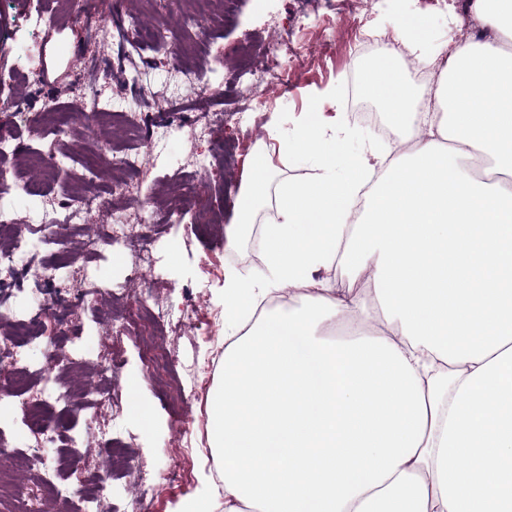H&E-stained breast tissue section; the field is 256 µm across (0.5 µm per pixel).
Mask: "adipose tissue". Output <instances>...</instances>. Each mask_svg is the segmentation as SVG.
I'll return each instance as SVG.
<instances>
[{"mask_svg": "<svg viewBox=\"0 0 512 512\" xmlns=\"http://www.w3.org/2000/svg\"><path fill=\"white\" fill-rule=\"evenodd\" d=\"M468 7L484 37L452 49L420 14L397 27L414 62L447 60L434 111L394 50L362 65L412 150L349 155L323 113L284 136L273 112L276 151L316 174L273 188L269 150L245 162L225 248L267 198L276 217L263 272L221 291L224 512H512V0ZM337 266L368 291L332 288Z\"/></svg>", "mask_w": 512, "mask_h": 512, "instance_id": "adipose-tissue-1", "label": "adipose tissue"}]
</instances>
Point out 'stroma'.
Returning <instances> with one entry per match:
<instances>
[{"instance_id":"1","label":"stroma","mask_w":512,"mask_h":512,"mask_svg":"<svg viewBox=\"0 0 512 512\" xmlns=\"http://www.w3.org/2000/svg\"><path fill=\"white\" fill-rule=\"evenodd\" d=\"M99 7L113 22L133 19L148 29L171 23L181 5L179 0H151L146 6L141 0H100ZM412 12L427 18L432 44L473 34L463 11L433 8L424 0H234L223 23L206 31L199 50L210 61L207 85L219 90V97L175 102L166 96L173 74L170 57L153 52L127 57L122 43L109 34L93 43L85 41L84 19L75 0H0V99L10 97L19 105L18 111L0 112V127L14 131L11 147L22 163L21 170H8V179L45 177L49 195L60 199L106 192L111 172L90 164L98 139L111 140L116 155L134 146L132 140L115 134L108 120L100 122L97 136H89L87 116L75 113H69L67 130L57 141L36 143L21 115L39 113L40 124L50 125L51 115L41 107L43 98L54 94V78H80L100 88L102 109L121 112L137 107L143 136L157 142L144 167L131 174L137 197L114 202L152 245L154 263L139 280L128 277L138 257L122 242L84 254L83 243L98 235V226L51 222L44 199L22 188L0 197V209L31 224L28 253L35 262L58 263L56 289L94 285L100 290L72 317H49L43 336L25 349L26 362L36 371L27 397L64 415L66 437L81 452L80 474L59 469L58 486H95L98 512H124L127 501L136 496L146 499L149 512H179L186 500L200 494L209 474L204 463L209 453L207 400L224 359V309L217 295L226 270L255 269L250 255L259 247L255 233L248 232L235 251L224 249V226L231 221L239 194L242 158L269 144L265 124L274 111L281 116L285 134L311 109L340 115L341 141L349 153L378 141L375 131L359 122L349 107L351 90L360 87L356 30L392 34L401 15ZM35 38L40 53L29 62L18 48ZM276 42L303 54L302 61L288 64V88L258 86L240 75L237 64L243 50L251 51L252 64L258 68L264 51ZM28 65L39 75L37 84L15 87L13 73ZM256 97L263 107L249 111ZM229 109L234 117L217 121V114ZM378 143L382 151H389L387 142ZM187 180L200 184L203 193L178 221H169L151 207V200L178 190ZM46 235L60 241L68 261L45 250ZM115 290L126 292V308L163 303L176 311L175 319L156 329L168 356L165 374L148 366L139 327L110 336L112 311L107 301ZM54 355L79 361L69 380L41 374ZM67 385L85 396L73 410L57 398ZM135 399L152 409V428H144L134 415ZM105 424L128 446L132 476L110 477L106 451L90 440V433ZM31 443L25 410L16 399L0 400V445L12 449ZM174 463L184 478L164 483ZM141 474L147 475V483H138Z\"/></svg>"}]
</instances>
